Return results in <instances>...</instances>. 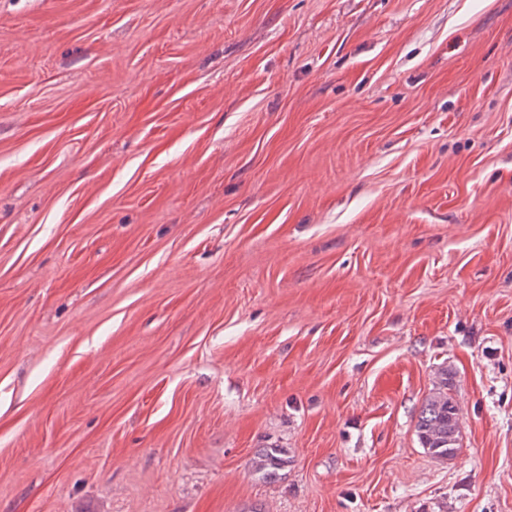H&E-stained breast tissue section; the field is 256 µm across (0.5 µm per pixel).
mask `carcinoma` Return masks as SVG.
<instances>
[{"instance_id": "1", "label": "carcinoma", "mask_w": 512, "mask_h": 512, "mask_svg": "<svg viewBox=\"0 0 512 512\" xmlns=\"http://www.w3.org/2000/svg\"><path fill=\"white\" fill-rule=\"evenodd\" d=\"M416 435L422 448L440 461L453 458L459 448L460 414L457 403L448 393L446 368L440 370L438 382L422 407ZM284 465L280 449L265 448L254 461V470L263 477H270Z\"/></svg>"}]
</instances>
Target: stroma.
I'll return each mask as SVG.
<instances>
[{"label":"stroma","instance_id":"1","mask_svg":"<svg viewBox=\"0 0 512 512\" xmlns=\"http://www.w3.org/2000/svg\"><path fill=\"white\" fill-rule=\"evenodd\" d=\"M0 512H512V0H0ZM460 428L458 405L448 393V368H442L418 417L416 435L432 457L447 461L459 448ZM286 461L279 448H265L254 461V470L262 477H270L280 470Z\"/></svg>","mask_w":512,"mask_h":512}]
</instances>
